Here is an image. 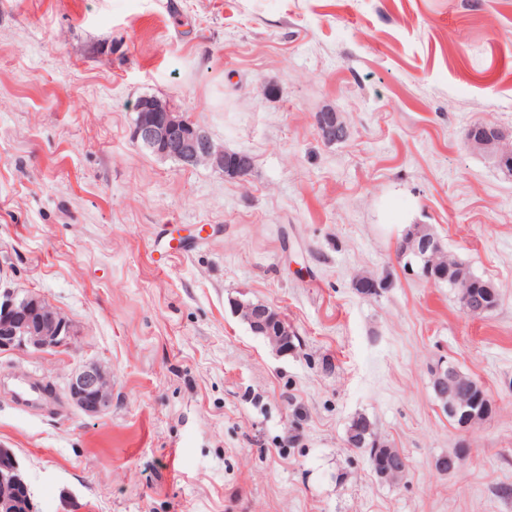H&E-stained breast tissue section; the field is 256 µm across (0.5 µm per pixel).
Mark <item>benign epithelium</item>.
Wrapping results in <instances>:
<instances>
[{
  "mask_svg": "<svg viewBox=\"0 0 512 512\" xmlns=\"http://www.w3.org/2000/svg\"><path fill=\"white\" fill-rule=\"evenodd\" d=\"M138 117L133 139L144 150L172 158L185 166L206 164L225 177L242 179L253 166L247 153L233 154L218 144L207 128L196 124L180 112L154 97L136 102ZM321 136L336 142L334 132L343 126L333 111L317 117ZM469 140L495 159L505 176L512 177V134L495 126H485ZM237 314L263 334L280 354L290 351L294 330L274 309L267 305H243ZM75 331L72 324L39 296L0 287V350H36L67 348ZM69 399L88 415H101L112 405V379L99 365L90 363L72 373L67 384ZM0 512H36L29 483L23 477L14 454L0 448Z\"/></svg>",
  "mask_w": 512,
  "mask_h": 512,
  "instance_id": "7a95c632",
  "label": "benign epithelium"
}]
</instances>
